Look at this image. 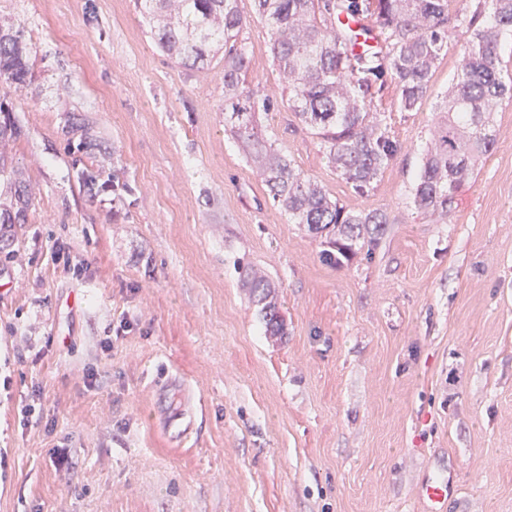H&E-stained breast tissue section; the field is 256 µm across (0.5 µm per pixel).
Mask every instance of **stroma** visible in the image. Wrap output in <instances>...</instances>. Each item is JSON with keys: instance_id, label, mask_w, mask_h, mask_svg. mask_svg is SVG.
I'll use <instances>...</instances> for the list:
<instances>
[{"instance_id": "35a3bbf8", "label": "stroma", "mask_w": 512, "mask_h": 512, "mask_svg": "<svg viewBox=\"0 0 512 512\" xmlns=\"http://www.w3.org/2000/svg\"><path fill=\"white\" fill-rule=\"evenodd\" d=\"M239 7L247 82L280 96L267 25ZM11 17L36 61L26 90L0 89L32 196L0 227V512H423L440 474L447 512H512V100L448 221L411 204L460 38L420 110L386 90L402 150L367 194L292 110L264 118L341 205L388 218L332 265L225 134L223 56L182 68L135 0H0ZM83 126L94 164L131 184L122 201L75 180ZM242 262L274 287L284 336ZM239 270L248 288L251 289L256 298L257 304L261 305L262 319L270 336H282L284 334V322L269 290L270 285L248 265L241 266ZM454 493L455 486L449 478L429 479L418 488L417 500L427 512H445Z\"/></svg>"}]
</instances>
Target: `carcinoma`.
<instances>
[{
  "instance_id": "cac0c4a2",
  "label": "carcinoma",
  "mask_w": 512,
  "mask_h": 512,
  "mask_svg": "<svg viewBox=\"0 0 512 512\" xmlns=\"http://www.w3.org/2000/svg\"><path fill=\"white\" fill-rule=\"evenodd\" d=\"M164 52L186 69H199L224 48V130L240 142L257 168L273 202L295 224L314 234H333L322 257L332 263L365 244L370 224L387 223L379 211L352 212L266 136L260 116L286 103L309 127L339 175L360 194L400 152L401 143L383 127L378 101L390 83L399 91L404 112L422 105L442 50L450 37L448 0H253L270 29V52L287 101L258 97L247 85L250 58L243 45L244 20L239 0H137ZM483 24L476 6L458 56L457 78L443 94L430 143L422 156L412 190L416 209L448 220L452 193L496 145L493 112L512 98V74L500 67V46L512 38V0H488ZM363 14L375 21L378 46L356 53L357 32L342 19ZM25 23H0V82L21 91L29 84L31 64ZM17 122L0 101V144L18 135ZM80 186L92 189L102 170H75ZM16 212L0 210V224L25 220L30 198L16 188ZM240 274L251 289L266 329L284 334V322L270 285L249 266Z\"/></svg>"
}]
</instances>
